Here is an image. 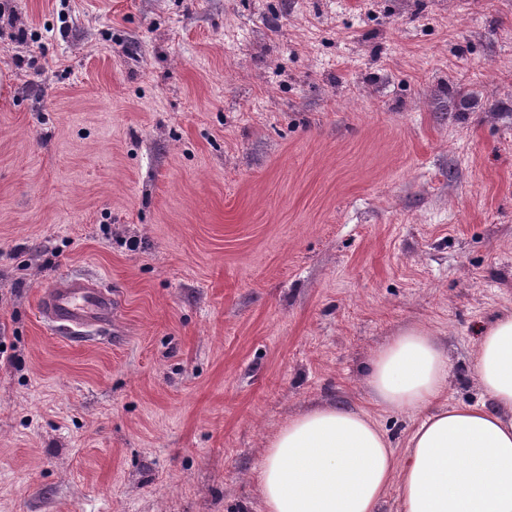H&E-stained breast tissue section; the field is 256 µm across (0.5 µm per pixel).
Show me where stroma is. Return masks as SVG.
<instances>
[{
  "label": "stroma",
  "instance_id": "obj_1",
  "mask_svg": "<svg viewBox=\"0 0 512 512\" xmlns=\"http://www.w3.org/2000/svg\"><path fill=\"white\" fill-rule=\"evenodd\" d=\"M0 512H263L264 442L333 403L405 455L373 354L443 404L512 310V0H0ZM117 324L59 337V276ZM38 307L52 326L69 330L84 328L89 322L110 325L118 313L110 290L73 277H65L49 288L40 296Z\"/></svg>",
  "mask_w": 512,
  "mask_h": 512
}]
</instances>
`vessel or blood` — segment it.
Wrapping results in <instances>:
<instances>
[{"label":"vessel or blood","instance_id":"obj_1","mask_svg":"<svg viewBox=\"0 0 512 512\" xmlns=\"http://www.w3.org/2000/svg\"><path fill=\"white\" fill-rule=\"evenodd\" d=\"M38 307L48 323L69 330L92 322L111 324L118 313L110 290L73 277L63 278L49 288L40 296Z\"/></svg>","mask_w":512,"mask_h":512}]
</instances>
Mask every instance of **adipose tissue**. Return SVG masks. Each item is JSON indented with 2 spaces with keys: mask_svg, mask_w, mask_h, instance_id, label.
Instances as JSON below:
<instances>
[{
  "mask_svg": "<svg viewBox=\"0 0 512 512\" xmlns=\"http://www.w3.org/2000/svg\"><path fill=\"white\" fill-rule=\"evenodd\" d=\"M473 371L483 401L441 406L447 356L426 329H401L366 384L384 410L424 411L405 457L367 413L312 407L265 445V512H383L393 486L401 512H512V312L483 328Z\"/></svg>",
  "mask_w": 512,
  "mask_h": 512,
  "instance_id": "ef3b65f1",
  "label": "adipose tissue"
}]
</instances>
